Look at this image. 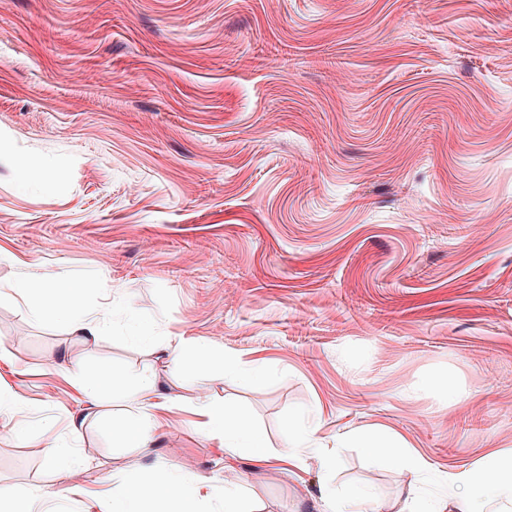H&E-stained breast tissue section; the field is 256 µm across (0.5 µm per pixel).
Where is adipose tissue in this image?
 Masks as SVG:
<instances>
[{
	"label": "adipose tissue",
	"mask_w": 512,
	"mask_h": 512,
	"mask_svg": "<svg viewBox=\"0 0 512 512\" xmlns=\"http://www.w3.org/2000/svg\"><path fill=\"white\" fill-rule=\"evenodd\" d=\"M11 291L21 297H35L34 315L51 312L71 325L75 334L87 339L97 336L99 325L93 315L81 312L75 302L82 286L72 282L48 283L31 275L11 283ZM154 375L145 374L124 392L123 399L132 414L120 421L118 430L130 447H146L151 428L159 426V414L165 404ZM199 409L205 428L213 437L224 442V455L228 458H248L258 465L268 464L270 455L260 432L243 413L206 397ZM357 447L363 448L367 458L383 461L400 472H419L422 462L406 452L401 441L384 430L371 429L352 436ZM453 483L460 491L454 503L440 501L431 504L421 499L415 488H407L393 503L394 512H486L488 503H495L498 512H512V455L500 457L492 465H479L454 475ZM152 504L156 512H191V493L185 483L159 473H144L126 481L112 498V512H140L143 504Z\"/></svg>",
	"instance_id": "ef3b65f1"
}]
</instances>
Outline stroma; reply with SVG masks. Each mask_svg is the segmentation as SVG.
Masks as SVG:
<instances>
[{
    "label": "stroma",
    "mask_w": 512,
    "mask_h": 512,
    "mask_svg": "<svg viewBox=\"0 0 512 512\" xmlns=\"http://www.w3.org/2000/svg\"><path fill=\"white\" fill-rule=\"evenodd\" d=\"M0 249V401L32 406L22 432L0 416V512H99L140 472L198 512L229 473L247 512L456 494L512 454V0H0ZM30 274L89 281L99 336L33 316L8 289ZM191 343L263 382L172 372ZM83 370L155 375L174 406L148 450L121 400L87 410ZM204 394L271 456L297 416L321 445L225 460ZM373 428L425 470L340 447ZM52 440L81 461L59 493Z\"/></svg>",
    "instance_id": "1"
}]
</instances>
